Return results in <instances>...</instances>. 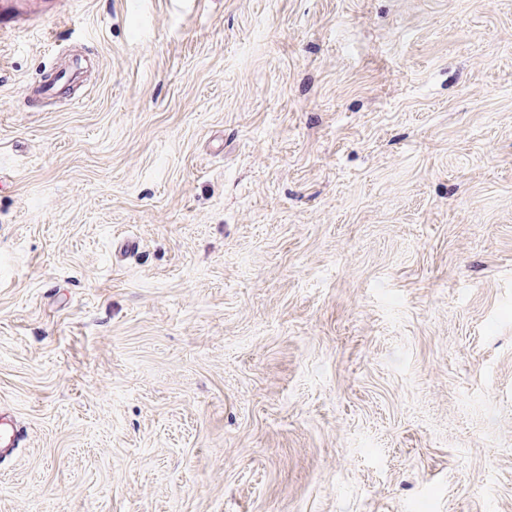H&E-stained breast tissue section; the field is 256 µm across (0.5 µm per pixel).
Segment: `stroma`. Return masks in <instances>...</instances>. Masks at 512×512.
I'll return each instance as SVG.
<instances>
[{"label":"stroma","instance_id":"1","mask_svg":"<svg viewBox=\"0 0 512 512\" xmlns=\"http://www.w3.org/2000/svg\"><path fill=\"white\" fill-rule=\"evenodd\" d=\"M64 2L0 35V512H512V0ZM21 442L20 429L13 418L0 412V454L11 453Z\"/></svg>","mask_w":512,"mask_h":512}]
</instances>
